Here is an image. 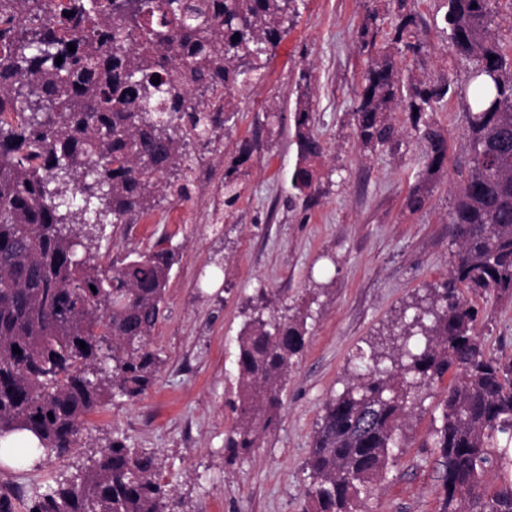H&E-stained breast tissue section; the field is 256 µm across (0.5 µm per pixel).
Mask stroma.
Masks as SVG:
<instances>
[{
    "instance_id": "obj_1",
    "label": "stroma",
    "mask_w": 512,
    "mask_h": 512,
    "mask_svg": "<svg viewBox=\"0 0 512 512\" xmlns=\"http://www.w3.org/2000/svg\"><path fill=\"white\" fill-rule=\"evenodd\" d=\"M298 7L261 79L236 91L234 125L211 144L190 142L191 172H167L148 214L107 226L96 251L100 270L159 242L176 251L153 336L163 363L143 396L106 397L67 453L26 470L0 468V495L12 498L15 512H28L39 492L80 474L116 440L155 456L179 512H306V461L324 404L360 372L372 346L410 320L411 304L446 281L459 250L448 215L470 153L462 102L452 97L436 108L448 167L430 183L425 206L410 210L424 145L405 114L394 115V144L373 151L362 149L351 119L369 57L356 33L370 10L386 9L385 0H300ZM412 11L427 51L398 54L399 68L427 80L447 72L465 83L473 62L451 55L437 0H412ZM303 76L325 147L309 208L291 183ZM244 144L251 157L240 168L241 196L228 208L224 173ZM262 288L277 303L309 310L307 337L288 373L277 427L249 455L234 457L224 439L234 422L237 337ZM468 298L485 351L512 356V299ZM445 388L416 390L402 448L368 512H438L434 430Z\"/></svg>"
}]
</instances>
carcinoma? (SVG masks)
<instances>
[{
	"label": "carcinoma",
	"mask_w": 512,
	"mask_h": 512,
	"mask_svg": "<svg viewBox=\"0 0 512 512\" xmlns=\"http://www.w3.org/2000/svg\"><path fill=\"white\" fill-rule=\"evenodd\" d=\"M393 2L391 43L424 53L408 0ZM437 2L455 54L475 60L467 82L403 81L383 52L369 59L352 119L358 142L374 150L397 137L390 114H406L426 144L424 176L408 198L419 210L448 153L430 113L449 94L462 101L470 156L450 213L460 250L427 305L325 403L307 461L308 512H363L399 447L412 391L450 371L456 380L435 430L440 512H512V357L485 352L463 294L512 296V55L495 38V0ZM15 11L0 0V113L17 115L0 123V440L24 431L37 438L35 448L8 449L13 466L25 467L68 452L111 392L136 398L151 385L161 364L152 337L176 252L126 254L109 276L91 263V242L150 209L161 175L185 166L187 141L209 143L228 126L232 95L258 78L261 56L288 34L298 6L69 0L60 13L34 8L30 27L17 26ZM378 18L372 11L358 30L361 48L375 46ZM294 123L292 186L308 203L324 145L307 87L298 88ZM250 153L242 147L225 173L229 206ZM258 297L238 336L235 421L224 441L235 455L278 424L285 378L306 342V315L270 308L265 291ZM492 471L501 476L494 488L484 484ZM30 512L178 510L155 456L115 441Z\"/></svg>",
	"instance_id": "carcinoma-1"
}]
</instances>
